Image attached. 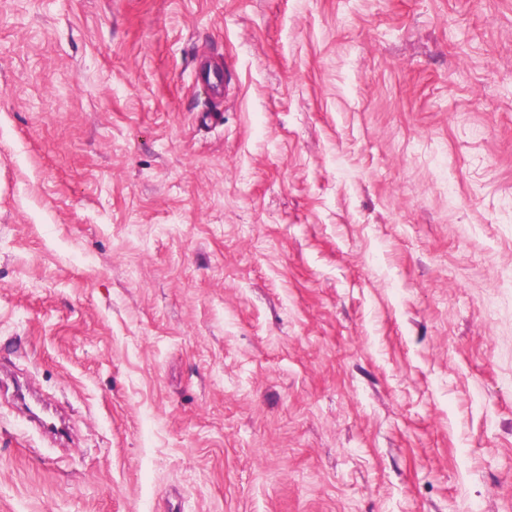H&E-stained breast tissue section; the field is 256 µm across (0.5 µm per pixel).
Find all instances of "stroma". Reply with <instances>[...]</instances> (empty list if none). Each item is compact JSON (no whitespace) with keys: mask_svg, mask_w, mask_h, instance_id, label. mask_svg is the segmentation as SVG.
Masks as SVG:
<instances>
[{"mask_svg":"<svg viewBox=\"0 0 512 512\" xmlns=\"http://www.w3.org/2000/svg\"><path fill=\"white\" fill-rule=\"evenodd\" d=\"M0 368V512H512V0H0Z\"/></svg>","mask_w":512,"mask_h":512,"instance_id":"1","label":"stroma"}]
</instances>
